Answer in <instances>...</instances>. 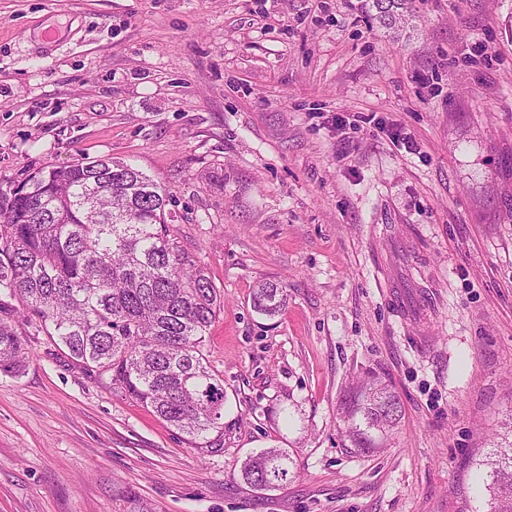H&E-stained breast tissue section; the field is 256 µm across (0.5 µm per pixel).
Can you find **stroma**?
<instances>
[{
	"label": "stroma",
	"instance_id": "1",
	"mask_svg": "<svg viewBox=\"0 0 512 512\" xmlns=\"http://www.w3.org/2000/svg\"><path fill=\"white\" fill-rule=\"evenodd\" d=\"M358 5L0 0V183L114 158L166 189L224 298L225 392L206 453L16 321L0 512H484L473 462L512 415V0H410L393 29ZM370 370L402 406L372 453L338 412ZM268 447L294 475L262 491L239 467ZM251 301L257 313L271 318L284 310L287 293L276 283L262 282L253 289Z\"/></svg>",
	"mask_w": 512,
	"mask_h": 512
}]
</instances>
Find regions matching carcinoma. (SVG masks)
<instances>
[{"mask_svg":"<svg viewBox=\"0 0 512 512\" xmlns=\"http://www.w3.org/2000/svg\"><path fill=\"white\" fill-rule=\"evenodd\" d=\"M407 0H369L367 11L393 28ZM25 196L0 192V294L36 320L73 361L109 391L150 409L191 443L224 451V381L209 372L206 331L221 294L190 263L166 221L170 196L149 176L114 159L31 172ZM254 310L282 313L287 293L273 282L253 289ZM29 355L0 301V374L18 376ZM341 414L356 448L382 447L402 414L400 400L371 373L344 395ZM291 456L264 448L242 462L240 475L271 490L287 481ZM485 512H512V421L501 441L476 460Z\"/></svg>","mask_w":512,"mask_h":512,"instance_id":"carcinoma-1","label":"carcinoma"}]
</instances>
